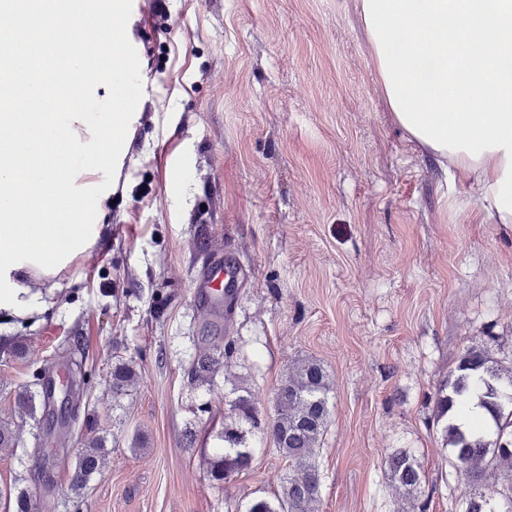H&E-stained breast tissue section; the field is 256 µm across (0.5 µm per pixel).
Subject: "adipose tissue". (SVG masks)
I'll use <instances>...</instances> for the list:
<instances>
[{
    "mask_svg": "<svg viewBox=\"0 0 512 512\" xmlns=\"http://www.w3.org/2000/svg\"><path fill=\"white\" fill-rule=\"evenodd\" d=\"M26 2L35 8L30 23L6 37L14 76L29 75L31 44L48 38L60 43L56 61L80 60L82 37L52 25L75 0ZM361 12L397 124L474 179L484 223L512 225V0H361ZM80 99L54 95L47 77L30 78L24 111L0 113V304L21 316L36 307L22 273L56 274L100 235V225L74 223L82 196L55 175L80 139Z\"/></svg>",
    "mask_w": 512,
    "mask_h": 512,
    "instance_id": "adipose-tissue-1",
    "label": "adipose tissue"
}]
</instances>
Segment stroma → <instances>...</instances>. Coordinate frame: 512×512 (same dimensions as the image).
<instances>
[{"instance_id":"obj_1","label":"stroma","mask_w":512,"mask_h":512,"mask_svg":"<svg viewBox=\"0 0 512 512\" xmlns=\"http://www.w3.org/2000/svg\"><path fill=\"white\" fill-rule=\"evenodd\" d=\"M126 33L142 97L97 202L102 233L56 275L26 277L36 312L0 307V420L17 435L0 488L34 508L68 500L99 437L110 454L81 512H244L288 464L254 434L249 469L212 480L224 395L245 384L271 414L289 367L314 360L334 404L316 512H464L435 393L466 349L512 364V226L479 223L469 178L395 123L358 0H132ZM212 254L246 279L236 350L197 386L193 338L211 315L194 290ZM76 334L96 383L46 434L17 394ZM118 361L136 377L116 405ZM399 450L421 470L410 500L391 482Z\"/></svg>"}]
</instances>
